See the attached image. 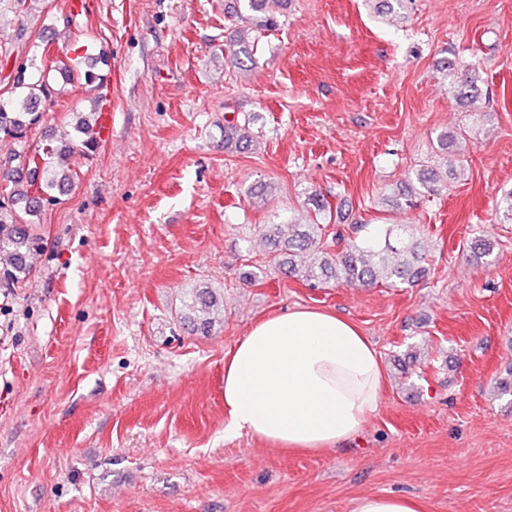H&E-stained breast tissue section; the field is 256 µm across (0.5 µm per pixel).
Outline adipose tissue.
<instances>
[{"label":"adipose tissue","mask_w":512,"mask_h":512,"mask_svg":"<svg viewBox=\"0 0 512 512\" xmlns=\"http://www.w3.org/2000/svg\"><path fill=\"white\" fill-rule=\"evenodd\" d=\"M381 356L336 313L299 307L256 323L224 360L225 431L319 452L378 407Z\"/></svg>","instance_id":"obj_1"}]
</instances>
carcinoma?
Returning a JSON list of instances; mask_svg holds the SVG:
<instances>
[{"mask_svg": "<svg viewBox=\"0 0 512 512\" xmlns=\"http://www.w3.org/2000/svg\"><path fill=\"white\" fill-rule=\"evenodd\" d=\"M238 9L232 14L237 24L231 31L228 53L233 67L246 71L256 65L259 40L275 28L276 21L269 14L263 16L266 0H237ZM13 57L9 49H0V68ZM15 58V57H13ZM41 58L50 68L64 67L63 73L76 69L77 59L62 58L43 49ZM16 70L8 77L10 95L0 103V135L21 143L43 122L45 112L57 104L58 90L42 75H35L33 60L15 58ZM448 90L462 104H474L483 98L478 85L475 66L459 67L455 60L444 63ZM79 136H72V132ZM74 131L53 135L32 152L24 151L18 157L3 159L7 173L0 177V256L6 257L8 267L0 271V285L7 288L29 274L28 256L42 248V237L33 230L46 205L56 202L54 191L74 180L75 172L68 167L53 164L54 157L71 152L90 154L99 146L94 128L76 125ZM254 134L250 122L236 119L224 125V147L236 151L253 146ZM416 187L400 192L392 199L394 210H411L417 199L439 191L437 173L419 169L414 174ZM308 219L301 223L288 214L286 223L295 227L285 243L273 240L274 264L297 277L306 286L318 288L329 283L360 284L365 287L382 285L400 288L419 278L424 260L420 242L404 224H384L374 236L360 238L345 235L330 228L327 221L331 205L319 193L305 199ZM288 253L312 251L314 261L298 267L281 258V250Z\"/></svg>", "mask_w": 512, "mask_h": 512, "instance_id": "1", "label": "carcinoma"}]
</instances>
